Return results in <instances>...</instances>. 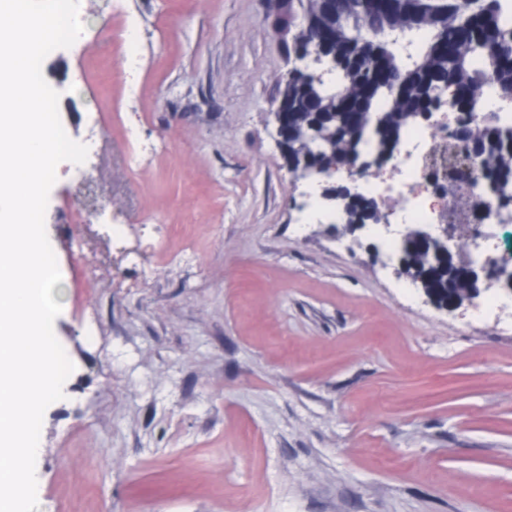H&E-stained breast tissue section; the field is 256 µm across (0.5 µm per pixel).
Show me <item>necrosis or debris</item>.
Segmentation results:
<instances>
[{"label":"necrosis or debris","instance_id":"obj_1","mask_svg":"<svg viewBox=\"0 0 512 512\" xmlns=\"http://www.w3.org/2000/svg\"><path fill=\"white\" fill-rule=\"evenodd\" d=\"M448 119L446 108L431 110L402 131L377 173L342 171L338 177L355 182L361 198L391 211L393 223L465 224L468 244L464 251L476 269L488 272L491 257L512 246V238L505 234L512 229V216L500 205L502 195L512 196V182L499 187L465 163L449 170L448 151L460 143L452 138ZM474 196L483 199L482 208L467 207V200Z\"/></svg>","mask_w":512,"mask_h":512}]
</instances>
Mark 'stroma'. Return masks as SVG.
<instances>
[{"instance_id": "1", "label": "stroma", "mask_w": 512, "mask_h": 512, "mask_svg": "<svg viewBox=\"0 0 512 512\" xmlns=\"http://www.w3.org/2000/svg\"><path fill=\"white\" fill-rule=\"evenodd\" d=\"M85 7L42 65L65 131L102 143L45 214L75 369L37 512H512V318L401 287L370 234L295 224L265 0Z\"/></svg>"}]
</instances>
